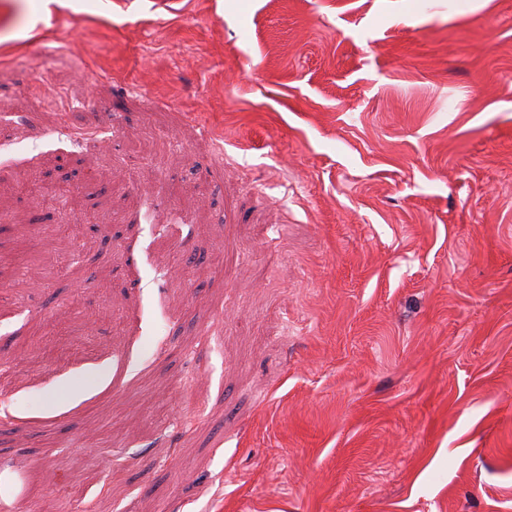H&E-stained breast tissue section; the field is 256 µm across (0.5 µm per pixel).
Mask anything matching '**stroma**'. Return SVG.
Wrapping results in <instances>:
<instances>
[{
	"label": "stroma",
	"mask_w": 512,
	"mask_h": 512,
	"mask_svg": "<svg viewBox=\"0 0 512 512\" xmlns=\"http://www.w3.org/2000/svg\"><path fill=\"white\" fill-rule=\"evenodd\" d=\"M0 126L6 512H512V0H0Z\"/></svg>",
	"instance_id": "35a3bbf8"
}]
</instances>
